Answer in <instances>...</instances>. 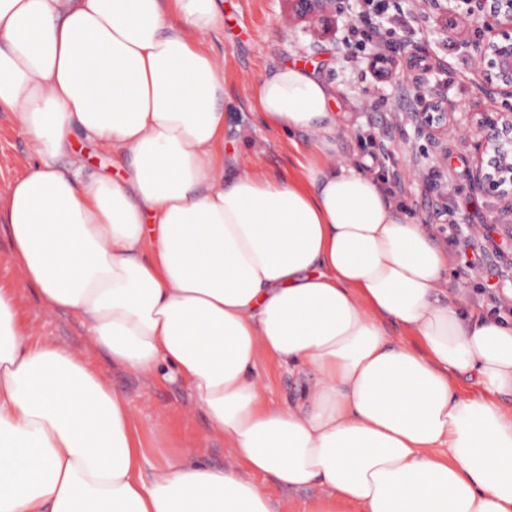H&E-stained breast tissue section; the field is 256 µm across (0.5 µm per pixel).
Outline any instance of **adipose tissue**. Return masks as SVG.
I'll return each instance as SVG.
<instances>
[{
  "label": "adipose tissue",
  "instance_id": "obj_1",
  "mask_svg": "<svg viewBox=\"0 0 512 512\" xmlns=\"http://www.w3.org/2000/svg\"><path fill=\"white\" fill-rule=\"evenodd\" d=\"M219 22L217 0H0V112L35 158L0 202L9 263L114 364L185 385L238 461L143 448L126 397L30 341L0 286V512H289L258 475L319 487L306 512H512V324L459 309L447 253L336 163L311 68L251 93L311 156L227 174ZM267 357L314 384L268 399ZM75 144L89 172L111 176L117 174L118 171L112 165V158L107 152L82 139H77Z\"/></svg>",
  "mask_w": 512,
  "mask_h": 512
}]
</instances>
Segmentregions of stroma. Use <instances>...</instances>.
<instances>
[{"mask_svg": "<svg viewBox=\"0 0 512 512\" xmlns=\"http://www.w3.org/2000/svg\"><path fill=\"white\" fill-rule=\"evenodd\" d=\"M390 9L384 32L399 47L395 62L401 77L413 79L411 53L423 55V68L437 71L448 83L447 94L465 111L482 112L491 102L481 95L470 71L464 46L470 30L456 28L448 38L434 31L436 22L424 14L422 0H398ZM222 20L210 36L214 52L223 61L224 164L228 171L261 169L288 174L303 161L312 134H288L267 128L252 106L250 83L258 75L294 61L308 64L319 78L336 89V139L341 158L349 164L369 166L385 174L397 171L401 179L398 198L408 213L427 209L434 191L448 185L446 199L452 216L465 213L471 223H483L488 199L471 198L461 174L471 161L469 148L449 139L448 159L434 163L415 152L418 143L413 126L391 105L398 83L367 77L357 49L344 36L360 20L357 0H345L343 11L322 21L298 17L291 0H220ZM33 158L28 140L10 113L0 112V199L9 182L23 174ZM434 243L446 249L449 275L445 285L460 305L482 306V289L495 288L494 273L487 264H475L474 254L485 240L468 238L456 230L427 227ZM9 241L0 234V285L14 289L21 299L19 318L33 339L48 340L89 361L97 372L127 398L140 425L142 447H154L166 438L169 447L187 448L192 461L224 467L232 457L223 437L213 434L191 392L176 382L149 381L113 365L110 356L90 345L83 326L70 313L44 307L34 287L27 284L8 262ZM260 380L268 398L280 400L309 383L306 375L288 372L273 360L264 361Z\"/></svg>", "mask_w": 512, "mask_h": 512, "instance_id": "stroma-1", "label": "stroma"}]
</instances>
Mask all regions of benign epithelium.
Listing matches in <instances>:
<instances>
[{
	"label": "benign epithelium",
	"mask_w": 512,
	"mask_h": 512,
	"mask_svg": "<svg viewBox=\"0 0 512 512\" xmlns=\"http://www.w3.org/2000/svg\"><path fill=\"white\" fill-rule=\"evenodd\" d=\"M301 15L321 16L336 12L340 0H294ZM429 15L439 23L437 33L448 35L458 23L471 27L470 68L482 94L492 102L486 112L472 114L463 123L455 118L459 105L448 101L439 83L424 76L401 88L396 110L414 124L417 136L434 148L433 160L448 159V147L440 138L456 136L474 149L473 162L465 170L466 182L475 194L487 195L496 205L480 225L490 244L497 287H512V0H424ZM367 69L380 81L396 78L392 65L375 54L365 57Z\"/></svg>",
	"instance_id": "1"
}]
</instances>
